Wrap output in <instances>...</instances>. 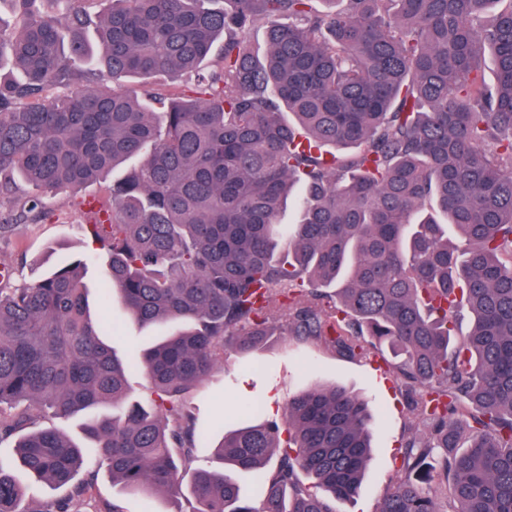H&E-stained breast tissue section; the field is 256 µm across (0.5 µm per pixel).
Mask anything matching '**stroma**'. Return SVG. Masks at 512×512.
Here are the masks:
<instances>
[{
    "mask_svg": "<svg viewBox=\"0 0 512 512\" xmlns=\"http://www.w3.org/2000/svg\"><path fill=\"white\" fill-rule=\"evenodd\" d=\"M56 214L46 221L15 223L12 201H0V224L12 231L0 237V266L17 270V282H31L59 264L95 251L87 228L88 214L71 204L59 208L57 199H45ZM341 386L365 399L373 416L374 459L352 501L338 504V512H375L396 466L399 448L415 428L410 403L387 368L372 361L351 359L323 345L277 336L263 349L234 354L215 368L200 388L187 396L200 423L214 430L246 425L243 417L226 413L228 402L261 397L265 418L283 419L290 399L313 385Z\"/></svg>",
    "mask_w": 512,
    "mask_h": 512,
    "instance_id": "stroma-1",
    "label": "stroma"
}]
</instances>
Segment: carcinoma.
<instances>
[{"label":"carcinoma","mask_w":512,"mask_h":512,"mask_svg":"<svg viewBox=\"0 0 512 512\" xmlns=\"http://www.w3.org/2000/svg\"><path fill=\"white\" fill-rule=\"evenodd\" d=\"M94 2L0 0L19 21L0 23V198L45 220L43 196L64 206L138 159L90 227L99 319L85 260L0 285V512H76L102 467L144 512L184 484L190 512H336L372 460L364 401L314 386L284 424L215 446L186 402L229 351L267 345L276 313L299 340L389 354L427 427L376 512H512V0ZM184 72L190 95L151 83ZM116 295L141 326L184 327L120 356L103 341ZM231 410L264 414L255 398ZM79 415L80 441L43 424ZM436 467L444 502L420 486ZM18 470L64 497L34 506ZM103 278L104 267L102 261L89 262L84 271L83 285L92 316H97L99 313V288Z\"/></svg>","instance_id":"carcinoma-1"}]
</instances>
